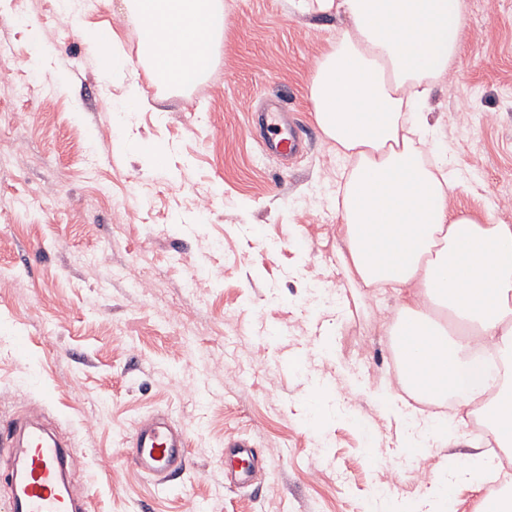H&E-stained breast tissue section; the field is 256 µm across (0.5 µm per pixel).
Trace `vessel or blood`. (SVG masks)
Here are the masks:
<instances>
[{
	"label": "vessel or blood",
	"mask_w": 512,
	"mask_h": 512,
	"mask_svg": "<svg viewBox=\"0 0 512 512\" xmlns=\"http://www.w3.org/2000/svg\"><path fill=\"white\" fill-rule=\"evenodd\" d=\"M257 122L265 132L264 153L288 159L299 154L305 138L298 122L276 110L259 113ZM0 445L14 452L6 479L8 512H87L84 495L68 478V445L41 425L38 414L11 421L0 435ZM224 454L232 459L224 469L225 481L250 485L261 459L259 451L239 440ZM119 455L162 483L189 461L184 430L164 413L137 423Z\"/></svg>",
	"instance_id": "b4317fda"
}]
</instances>
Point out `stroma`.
<instances>
[{
	"instance_id": "1",
	"label": "stroma",
	"mask_w": 512,
	"mask_h": 512,
	"mask_svg": "<svg viewBox=\"0 0 512 512\" xmlns=\"http://www.w3.org/2000/svg\"><path fill=\"white\" fill-rule=\"evenodd\" d=\"M464 2L461 62L434 85L430 122L480 182L450 208L479 218L493 203L512 224L497 204L512 179V0ZM87 4L90 26L117 32L123 71L101 70L58 0H0V67L35 60L0 80V425L40 411L72 445L88 512H412L425 486L406 466L402 418L377 398L393 383L400 301L345 278L336 192L352 165L309 100L342 22L291 15L287 0H224L212 72L165 92L124 0ZM133 85L144 106L126 112ZM269 99L307 135L288 167L252 132ZM158 411L189 440L188 467L164 485L116 454ZM239 439L263 458L244 488L224 482ZM474 452L464 429L419 461L436 473Z\"/></svg>"
}]
</instances>
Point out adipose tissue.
I'll return each instance as SVG.
<instances>
[{"label":"adipose tissue","mask_w":512,"mask_h":512,"mask_svg":"<svg viewBox=\"0 0 512 512\" xmlns=\"http://www.w3.org/2000/svg\"><path fill=\"white\" fill-rule=\"evenodd\" d=\"M140 48L157 81L189 86L209 70L224 38L223 0H127ZM292 15L346 18L319 59L309 98L316 124L353 168L341 191L338 258L349 282L397 291L391 329L411 365L380 400L407 413L409 399L453 395L452 420H410L404 445L447 441L467 420L512 447V224L493 211H454L472 191L447 165L424 166L415 145L433 130L434 84L460 63L463 0H288ZM493 464L475 455L436 476L420 504L441 507L458 481L484 484Z\"/></svg>","instance_id":"obj_1"}]
</instances>
